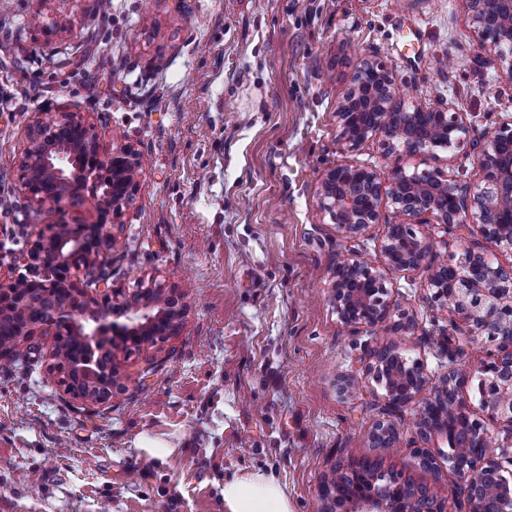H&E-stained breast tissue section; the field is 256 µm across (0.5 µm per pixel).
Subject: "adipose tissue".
Returning <instances> with one entry per match:
<instances>
[{
	"label": "adipose tissue",
	"mask_w": 512,
	"mask_h": 512,
	"mask_svg": "<svg viewBox=\"0 0 512 512\" xmlns=\"http://www.w3.org/2000/svg\"><path fill=\"white\" fill-rule=\"evenodd\" d=\"M224 512H291V507L275 477L251 472L225 482Z\"/></svg>",
	"instance_id": "obj_1"
}]
</instances>
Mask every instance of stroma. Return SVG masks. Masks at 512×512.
Instances as JSON below:
<instances>
[{
    "label": "stroma",
    "instance_id": "stroma-1",
    "mask_svg": "<svg viewBox=\"0 0 512 512\" xmlns=\"http://www.w3.org/2000/svg\"><path fill=\"white\" fill-rule=\"evenodd\" d=\"M472 0H0V265L26 250L27 203L11 159L35 113L81 112L105 142L145 160L134 204L114 230L112 285L175 286L178 336L114 361L123 390L103 405L67 394L48 348L0 360V512H224V482L275 476L292 512H319L332 466L371 460L429 486L456 512L448 440L421 438L414 408L394 407L368 373V348L391 343L421 360L430 384L449 365L484 418L478 373L494 343L452 326L429 299L425 270H386L393 313L411 331L342 323L332 269L353 256L386 269L388 225L410 223L432 265L464 249L512 266L479 229L459 233L388 205L347 236L319 206L322 174L339 164L394 171L451 168L479 183L489 132L512 116V57L479 45ZM390 66L404 108L464 113V148L439 157L390 150L376 136L344 149L336 103L361 60ZM95 84V99L85 88ZM358 380L342 389L344 380ZM393 420L400 440L373 448ZM165 448H139V435ZM441 460L419 466L416 449ZM399 437V431L396 424L391 420L378 421L370 434V444L378 448H386L390 445V441L395 437Z\"/></svg>",
    "mask_w": 512,
    "mask_h": 512
}]
</instances>
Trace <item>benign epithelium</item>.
Instances as JSON below:
<instances>
[{
    "instance_id": "benign-epithelium-1",
    "label": "benign epithelium",
    "mask_w": 512,
    "mask_h": 512,
    "mask_svg": "<svg viewBox=\"0 0 512 512\" xmlns=\"http://www.w3.org/2000/svg\"><path fill=\"white\" fill-rule=\"evenodd\" d=\"M472 4L471 22L481 46L501 58L511 56L512 38L499 31L506 23L512 28V0H472ZM395 99L392 71L381 62L362 61L336 107L344 149L353 152L378 134L387 137L393 149L435 158L440 151L465 145L469 126L464 115L430 104L404 109L394 104ZM12 164L34 213L53 216L55 221L29 239L23 268L0 272V320L15 327V343L0 347V359L46 339L51 340L50 356L55 359L68 344L74 353L64 363L51 365L60 384L76 399L105 403L120 387L113 383L118 366L103 362V355L177 336L187 314L174 287L156 279L126 291L104 278L94 287V297L86 288L87 279L108 260L114 227L135 201L143 158L130 145L103 146L94 125L77 112L45 110L27 126L24 147ZM480 167L481 182L462 187L441 167L398 172L385 184L369 167L341 164L322 175L319 204L347 235L379 223L380 208L387 203L409 218L426 216L468 232L476 224L500 249L512 252V119L487 136ZM381 250L389 271L427 269L431 301L461 322L469 337H485L497 344L499 353L483 366L478 379L480 402L490 419L511 427L512 268L466 249L449 279L441 267L426 268L430 245L406 227L400 235L389 227ZM348 268L355 273L349 281L340 270L333 271L330 294L343 323L388 324L395 331L414 327L409 317L392 319L384 272L353 258L348 259ZM33 302L44 304L45 317H27ZM393 354L403 372H418L419 385H406L378 355L369 371L384 383L388 401L403 406L419 397L428 378L420 360L408 358L398 348ZM465 380L449 369L418 404L414 427L421 435L435 431L448 435V462L458 476L457 493L465 498L467 512H512V486L493 480L494 474L512 466V453H487L489 431L471 417L459 397ZM450 393L456 397L455 417L433 422L430 406ZM398 434L393 421L382 420L374 425L369 441L386 448ZM338 496L345 500V512H443L424 487L393 471L369 474L356 466L344 474Z\"/></svg>"
}]
</instances>
